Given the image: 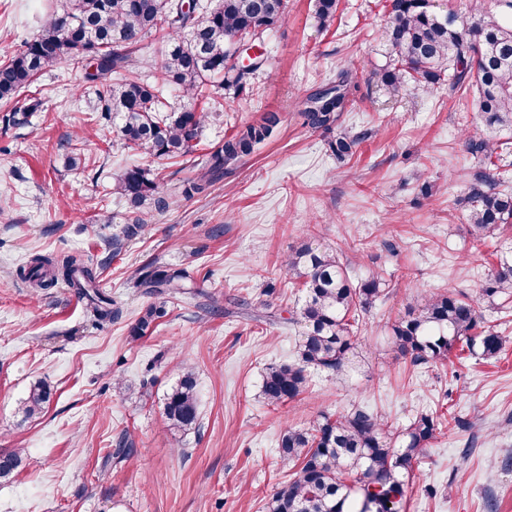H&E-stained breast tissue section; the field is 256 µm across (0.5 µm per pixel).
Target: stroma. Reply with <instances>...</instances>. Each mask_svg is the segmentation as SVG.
Masks as SVG:
<instances>
[{
	"instance_id": "1",
	"label": "stroma",
	"mask_w": 512,
	"mask_h": 512,
	"mask_svg": "<svg viewBox=\"0 0 512 512\" xmlns=\"http://www.w3.org/2000/svg\"><path fill=\"white\" fill-rule=\"evenodd\" d=\"M59 0H0V63L40 30ZM388 0H340L320 29L313 0H288L284 17L260 37L262 67L239 92L207 102L191 154L160 172L167 205L112 252L128 222L112 179L141 164L115 126L96 127L70 167L69 143L91 117L94 84L85 63L61 64L11 101L19 124L0 122V454L18 449L26 466L0 485V512H266L285 481L277 458L287 428L350 405L401 426L421 411L444 425L416 465L405 512H512V307L487 311L505 338L481 359L454 351L445 365L397 360L388 326L421 295L453 289L478 297L501 255H512V224L477 242L459 200L476 161L464 134L481 130L473 93L447 85L393 95L372 77L388 60ZM348 68L358 81L338 129L368 131L351 160L329 149L337 131L301 117L308 97ZM46 99L33 114L30 96ZM279 113L273 138L189 194L213 151L237 127ZM337 250L353 280L369 272L390 283L365 319V363L340 381L309 374L300 400L273 407L260 395L267 367L295 360L289 322L301 293L284 260L306 236ZM82 253L97 264L100 289L121 310L99 324L66 284L34 293L16 275L30 257ZM183 269L188 293L140 339L130 328L155 298L139 287L145 268ZM198 377L199 426L172 434L163 399L183 365ZM129 390L115 387V380ZM53 397L24 418L31 385ZM131 443L127 460L117 439Z\"/></svg>"
}]
</instances>
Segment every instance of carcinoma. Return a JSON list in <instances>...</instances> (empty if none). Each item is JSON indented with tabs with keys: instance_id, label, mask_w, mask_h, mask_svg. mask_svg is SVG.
I'll return each instance as SVG.
<instances>
[{
	"instance_id": "1",
	"label": "carcinoma",
	"mask_w": 512,
	"mask_h": 512,
	"mask_svg": "<svg viewBox=\"0 0 512 512\" xmlns=\"http://www.w3.org/2000/svg\"><path fill=\"white\" fill-rule=\"evenodd\" d=\"M484 2L472 0L470 16L463 18L441 7L439 0H391L386 31L390 60L373 72V78L394 94L409 81L423 92L445 81L452 94L475 90L484 130L465 139L478 166L469 172L459 203L476 241L512 224V190L497 177L512 156V0H491L493 9ZM337 6L338 0H315L321 28L333 24ZM287 7L288 0H217L200 13L192 0H65L41 19L36 37L0 64V101L16 97L39 75L65 62L93 61V71L86 73L98 86L96 115L90 122L119 120L123 146L145 160L123 171L112 185V193L128 207L131 223L123 234L129 238L147 223L145 205L161 187L159 167L193 150L205 121L199 99L215 83L237 91L244 88L248 75L263 63L262 53L248 54L244 38L272 28ZM152 31L162 33L166 44L149 82L130 69V54ZM237 41L241 50L234 59L231 48ZM166 86L178 88L188 104L170 106L162 94ZM357 88L351 70H338L327 88L307 99L304 124L331 129ZM279 122L271 112L257 124L239 127L211 154L208 170L190 190L205 192L215 175L270 139ZM368 137L341 132L329 148L344 161ZM284 266L302 281V295L288 318L297 327L296 359L267 367L262 378L261 396L272 406L297 400L307 388L311 368L341 378L361 365L366 344L357 333L389 287L375 272L353 282L332 248L313 236L302 241ZM17 277L40 290L65 282L100 324L119 316L112 299L99 290L90 257L36 255L18 268ZM185 279L186 274L177 271L142 276L140 284L160 302L145 309L130 336H145L164 316L167 300L182 293ZM481 291L491 308H504L512 298V264L500 261ZM390 340L396 358L413 367L441 364L459 346L472 355L494 358L504 343L503 336L485 326L478 301L451 290L426 294L408 306L391 324ZM197 386L194 369L185 365L164 398V415L175 433L197 426ZM51 398L50 387L39 381L30 388L21 412L27 419L38 415ZM442 427L441 417L433 412H421L396 427L387 417L353 405L336 415H318L306 429H288L281 436L278 458L294 472L278 484L267 512H403L414 467ZM25 460L21 450L0 455V483L11 482Z\"/></svg>"
}]
</instances>
